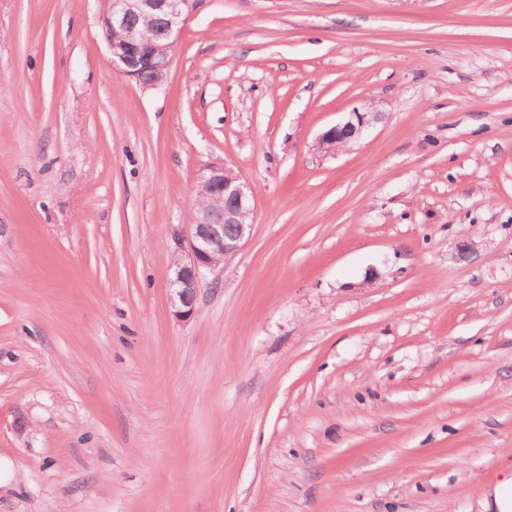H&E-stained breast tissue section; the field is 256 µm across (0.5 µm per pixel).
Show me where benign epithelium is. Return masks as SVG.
<instances>
[{"mask_svg":"<svg viewBox=\"0 0 512 512\" xmlns=\"http://www.w3.org/2000/svg\"><path fill=\"white\" fill-rule=\"evenodd\" d=\"M202 0H109L102 15L104 28L119 29L118 42L106 40L113 71L144 90L158 89L165 82L175 59L178 35ZM160 14L164 26L143 29L128 23L133 15ZM369 124L368 113L354 111L343 121L325 129L316 149L325 154L337 145L359 138ZM224 162L207 164L197 187L208 192V202L186 224L184 244L179 246L168 272L173 316L189 319L198 291L208 275L233 258L252 236L256 202L242 174L227 179Z\"/></svg>","mask_w":512,"mask_h":512,"instance_id":"1","label":"benign epithelium"}]
</instances>
